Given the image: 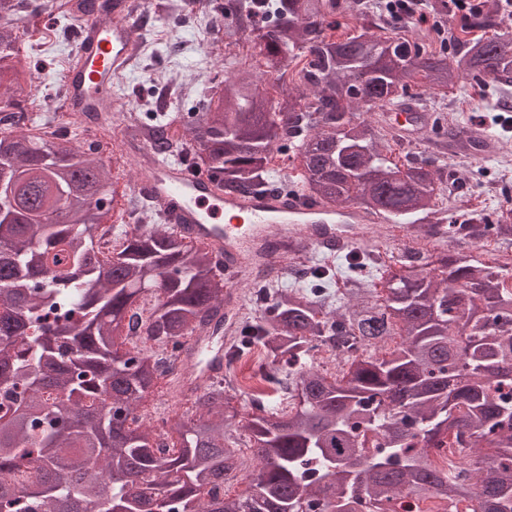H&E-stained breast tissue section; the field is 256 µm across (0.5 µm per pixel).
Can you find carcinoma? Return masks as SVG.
Listing matches in <instances>:
<instances>
[{
	"mask_svg": "<svg viewBox=\"0 0 512 512\" xmlns=\"http://www.w3.org/2000/svg\"><path fill=\"white\" fill-rule=\"evenodd\" d=\"M21 0H0V88L21 108L31 62L16 47ZM356 16L384 19L386 34L339 39L336 0H224V37L255 36L278 97L245 77L201 90L203 112L180 124L165 116L148 130L149 160L178 161L220 177L226 192H295L355 205L396 224L440 212L435 160L398 164L385 153L372 117L410 96L460 78L496 82L506 103L512 37L471 38L512 22L504 5L477 8L429 50L401 36L402 18L380 0H357ZM308 57L303 87L283 80L285 63ZM293 135L296 176L270 164L277 141ZM93 146L81 150L0 127V475L30 464L40 481L15 496L0 486V512H410L427 499L474 501V512H512V274L463 255L410 262L392 271L376 255L346 259V288L327 304L337 272L317 260L284 287L259 268L268 304L245 319L236 348H261L269 384L290 380L292 406L254 402L245 425L259 461L250 490L217 489L240 466L231 441L239 415L221 384L193 399L196 419L169 421L173 449L153 444L136 407L163 373L161 362L125 348L126 322L156 295L143 336L173 354L187 338L226 322L224 273L211 252L154 224L131 231L104 257L93 198L114 200L109 170ZM64 206L68 221L51 215ZM512 236V209L487 222L472 211L452 222L455 238ZM381 272L385 296L360 271ZM398 335L379 357L371 349ZM342 340L341 374L314 365L319 344ZM456 446L459 463L441 469L431 453Z\"/></svg>",
	"mask_w": 512,
	"mask_h": 512,
	"instance_id": "cac0c4a2",
	"label": "carcinoma"
}]
</instances>
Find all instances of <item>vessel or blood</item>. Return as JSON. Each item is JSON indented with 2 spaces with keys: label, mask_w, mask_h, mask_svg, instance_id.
I'll return each instance as SVG.
<instances>
[{
  "label": "vessel or blood",
  "mask_w": 512,
  "mask_h": 512,
  "mask_svg": "<svg viewBox=\"0 0 512 512\" xmlns=\"http://www.w3.org/2000/svg\"><path fill=\"white\" fill-rule=\"evenodd\" d=\"M129 4L101 0L95 12L79 16V48L60 76L58 100L60 112L86 126H97L98 115L111 111L115 82L138 51V24ZM430 122V114L415 99L394 106L389 119L391 129L406 143L415 141ZM462 137L472 157L483 158L494 150L495 141L484 128H466ZM134 188L161 207L177 232L214 254L229 282L224 291L229 310L239 303L237 285L254 249H264L266 265L273 270L284 255L309 244L327 248L340 239H365L372 225L386 221L384 215L352 206L306 204L275 193L227 194L207 175L159 160L141 173ZM224 347V340L210 335L190 341L183 354L189 363L183 381L200 386L223 374Z\"/></svg>",
  "instance_id": "b4317fda"
}]
</instances>
